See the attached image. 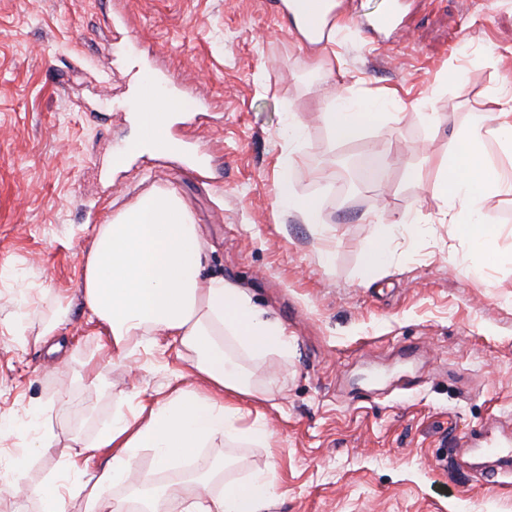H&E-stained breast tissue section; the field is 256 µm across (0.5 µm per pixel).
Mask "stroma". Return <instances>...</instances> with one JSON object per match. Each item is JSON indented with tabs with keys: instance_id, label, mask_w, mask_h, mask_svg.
<instances>
[{
	"instance_id": "obj_1",
	"label": "stroma",
	"mask_w": 512,
	"mask_h": 512,
	"mask_svg": "<svg viewBox=\"0 0 512 512\" xmlns=\"http://www.w3.org/2000/svg\"><path fill=\"white\" fill-rule=\"evenodd\" d=\"M400 2L383 37L345 28L310 46L264 0H0V422L55 436L38 455L0 441V483L14 486L0 512H40L35 492L74 441L92 440L128 394L150 401L172 369L190 372L171 345L141 354L140 371L84 377L101 341L78 291L82 255L96 225L166 188L200 226L208 273L292 341L287 355L244 362L272 386L270 399L240 400L265 414L271 439L202 449L223 463L221 482L274 471L269 512H512V488L454 454L472 430L512 423V196L481 205L500 231L491 260L444 222L431 188L471 116L512 97V0L487 13L479 0ZM162 68L195 90L170 132L198 122L216 159L206 174L169 156L113 161L134 135L133 86ZM341 91L354 102L394 91L405 105L340 143L320 115ZM384 153L386 170L359 188L336 182L337 166ZM284 173L321 223L279 206ZM403 214L413 224L365 280L376 222ZM62 309L59 334L38 341Z\"/></svg>"
}]
</instances>
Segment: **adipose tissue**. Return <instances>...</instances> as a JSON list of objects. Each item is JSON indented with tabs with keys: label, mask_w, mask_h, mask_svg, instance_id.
<instances>
[{
	"label": "adipose tissue",
	"mask_w": 512,
	"mask_h": 512,
	"mask_svg": "<svg viewBox=\"0 0 512 512\" xmlns=\"http://www.w3.org/2000/svg\"><path fill=\"white\" fill-rule=\"evenodd\" d=\"M132 108L139 129L132 150L171 148L168 127L180 102L162 95L147 104L137 92ZM382 117L377 100H345L323 114L339 142L356 140ZM493 140L512 150V98L500 100L495 113H475L456 136L448 164L433 184L445 204L444 217L486 253L498 230L481 223L479 205L491 192L512 195V177L498 174L487 160ZM460 200L468 204L463 218L455 214ZM406 222L402 216L376 226L363 248L366 275L385 262L390 242ZM82 266V300L111 346L108 361L88 365L85 376L90 382L102 379L109 362L133 365L137 354L151 351L164 336L190 355L194 372L208 387L197 391L177 370L161 399L129 403L127 411L113 415L91 442L66 460L61 482L38 490L41 512H67L68 503L76 500L83 512H131L133 501L140 506L138 512H267L277 496L270 473L260 471L247 482L219 487L214 483L216 467L199 462L197 450L224 438L268 444L263 414H249L228 396L265 398L270 391L249 383L241 366L225 353L224 342L232 340L249 358L262 361L287 353L291 341L285 328L266 319L242 289L206 274L199 226L172 190L150 191L98 225ZM147 449L161 468L198 461L186 497L168 498L151 473L136 470ZM125 483L131 486L128 495L113 497L112 488Z\"/></svg>",
	"instance_id": "ef3b65f1"
}]
</instances>
